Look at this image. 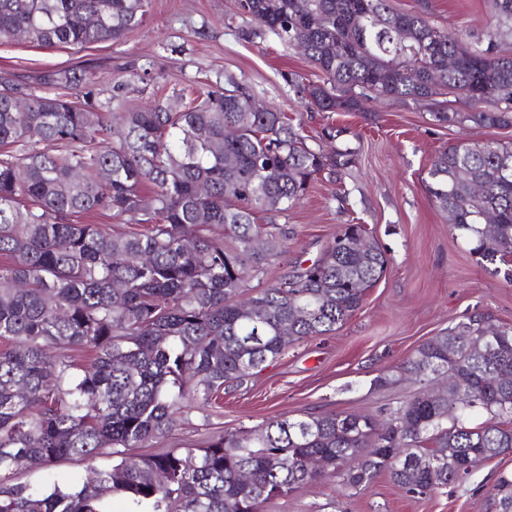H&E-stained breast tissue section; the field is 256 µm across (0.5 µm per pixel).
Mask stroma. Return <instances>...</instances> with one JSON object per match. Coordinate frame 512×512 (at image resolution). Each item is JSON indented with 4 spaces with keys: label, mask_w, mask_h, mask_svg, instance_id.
<instances>
[{
    "label": "stroma",
    "mask_w": 512,
    "mask_h": 512,
    "mask_svg": "<svg viewBox=\"0 0 512 512\" xmlns=\"http://www.w3.org/2000/svg\"><path fill=\"white\" fill-rule=\"evenodd\" d=\"M390 4L425 13L472 45H486L499 23L493 0ZM250 25L236 0H151L146 20L119 41L42 48L17 37L0 40V71L31 81L36 94L42 88L34 79L48 69H85L101 101L111 96L115 82H124L131 103L162 99L185 87L204 92L231 76L265 104L287 112L309 145L354 151L341 183L317 178L280 217L290 233L287 251L263 282L272 284L296 263L315 259L336 231L356 218L373 230L389 259L360 310L335 333L290 348L245 382L226 383L216 401L193 410L168 438L151 443V454L198 446L210 436L284 416L336 411L384 418L421 389L412 377L376 387L374 380L384 369L405 362L418 345L462 316L478 314L512 325V285L451 230L424 188L440 150L464 139L510 143L512 127L448 126L436 122L424 105L395 99L364 101L358 112L308 111L292 82H320L318 69L276 39L243 40L241 32ZM146 63L154 78L144 83L132 68ZM327 127L336 128V138L323 137ZM340 187L349 192L345 210L333 199ZM111 465L108 458L73 456L48 467L32 465L15 480L75 484ZM511 473L512 454H504L426 497L406 494L384 475L343 491L329 478L270 501L264 512H499L492 488L500 475Z\"/></svg>",
    "instance_id": "obj_1"
}]
</instances>
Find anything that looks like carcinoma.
Listing matches in <instances>:
<instances>
[{
  "mask_svg": "<svg viewBox=\"0 0 512 512\" xmlns=\"http://www.w3.org/2000/svg\"><path fill=\"white\" fill-rule=\"evenodd\" d=\"M254 40L299 48L324 75L296 82L319 112L360 100L427 102L434 118L512 126V54L465 43L390 0H238ZM149 0H0V39L35 46L119 41ZM96 15V26L86 17ZM70 97L33 94L7 73L0 94V512H263L317 482V460L342 488L386 472L428 496L512 448V326L469 315L374 380L446 379L390 417L331 412L273 419L200 448L128 463L126 451L166 437L228 381L244 382L288 348L328 335L362 306L388 258L363 224H344L309 266L243 298L282 253L285 216L320 174L334 178L352 152L308 145L284 112L227 81L128 108L116 82L96 100L83 69L36 77ZM459 93L471 112L438 97ZM25 97L24 112L15 97ZM232 128V138L224 136ZM203 131L200 141L196 133ZM486 185L478 195L473 184ZM152 185L148 194L144 184ZM425 189L452 229L494 263L512 260V144L462 140L439 153ZM105 214L128 232L77 224ZM483 412L478 426L471 417ZM108 457L112 468L62 488L13 482L37 462ZM425 458L429 469H416ZM244 472L253 479H241ZM493 491L512 512V476Z\"/></svg>",
  "mask_w": 512,
  "mask_h": 512,
  "instance_id": "cac0c4a2",
  "label": "carcinoma"
}]
</instances>
